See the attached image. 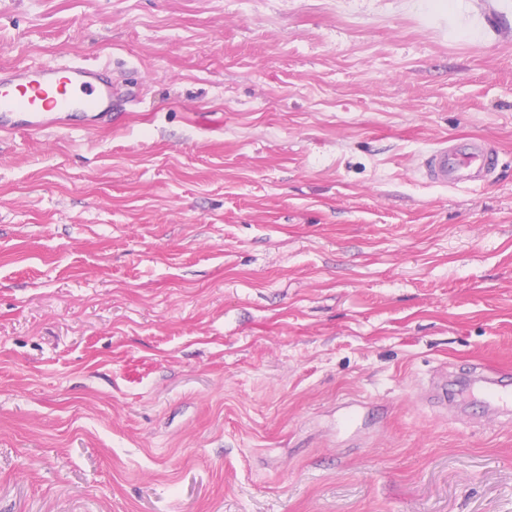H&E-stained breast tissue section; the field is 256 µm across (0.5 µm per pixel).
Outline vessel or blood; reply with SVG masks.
I'll return each mask as SVG.
<instances>
[{
    "instance_id": "1",
    "label": "vessel or blood",
    "mask_w": 512,
    "mask_h": 512,
    "mask_svg": "<svg viewBox=\"0 0 512 512\" xmlns=\"http://www.w3.org/2000/svg\"><path fill=\"white\" fill-rule=\"evenodd\" d=\"M113 86L100 67L84 63L21 64L0 68V137L24 136L69 125L81 112L84 126L117 122ZM499 165L495 148L478 138L441 140L422 156L418 173L427 183L458 189L492 179ZM479 393L485 406L512 413V385L488 372Z\"/></svg>"
}]
</instances>
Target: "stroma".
Instances as JSON below:
<instances>
[{"label": "stroma", "instance_id": "1", "mask_svg": "<svg viewBox=\"0 0 512 512\" xmlns=\"http://www.w3.org/2000/svg\"><path fill=\"white\" fill-rule=\"evenodd\" d=\"M19 61L125 118L0 140V512H512V0H0ZM498 165L497 150L481 139H444L422 156L418 173L431 185L458 189L492 179ZM473 369H479L487 374L484 378L485 386L477 390L485 406L497 412L507 411L509 415L510 412L512 414V387L510 388L501 377L482 364H476Z\"/></svg>", "mask_w": 512, "mask_h": 512}]
</instances>
